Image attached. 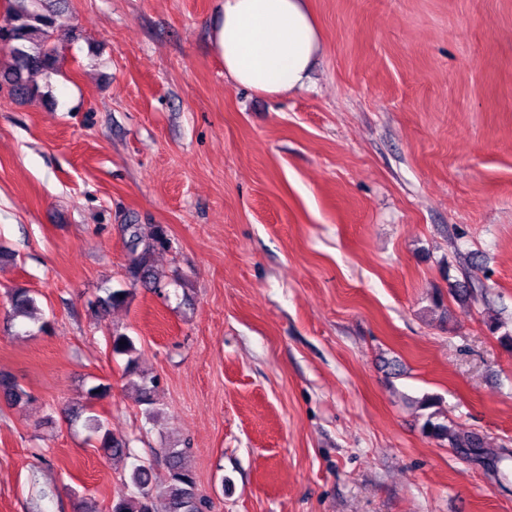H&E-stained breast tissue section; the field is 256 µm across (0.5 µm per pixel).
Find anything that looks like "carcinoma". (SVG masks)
Segmentation results:
<instances>
[{
  "label": "carcinoma",
  "mask_w": 512,
  "mask_h": 512,
  "mask_svg": "<svg viewBox=\"0 0 512 512\" xmlns=\"http://www.w3.org/2000/svg\"><path fill=\"white\" fill-rule=\"evenodd\" d=\"M57 0H10L8 9V60L0 65V87L6 85L10 92L24 96L40 93V88L25 80V75L57 72L60 63V34L56 28L54 9ZM130 261L128 272L142 276L150 282L157 280L151 264L156 248L163 242L159 228L129 225ZM10 305L17 316H27L37 306L35 297L26 289H16L10 294ZM111 351L128 355L135 350L133 339L123 333L109 336ZM126 374L138 400L152 404V392L156 378L134 366L128 359ZM0 397L9 405H20L31 400V395L9 376H0ZM419 408L429 410L424 417L423 432L448 444L456 453L467 458H477L493 468L504 460L491 448L484 447L481 439L473 434L459 432L448 425V416L436 409V401L426 397L418 401ZM89 436L100 439L101 446L110 456L122 458L130 454L127 443L119 441L104 430V424L96 416L85 419ZM161 452L168 465V478L163 483L153 479L151 465L142 463L130 474L131 493L112 502L110 512H156L155 503L164 505L163 512H209L210 500L202 495L191 466L186 462V451L163 448Z\"/></svg>",
  "instance_id": "cac0c4a2"
}]
</instances>
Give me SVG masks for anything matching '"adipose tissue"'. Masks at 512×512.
Instances as JSON below:
<instances>
[{"instance_id": "adipose-tissue-1", "label": "adipose tissue", "mask_w": 512, "mask_h": 512, "mask_svg": "<svg viewBox=\"0 0 512 512\" xmlns=\"http://www.w3.org/2000/svg\"><path fill=\"white\" fill-rule=\"evenodd\" d=\"M213 44L236 85L271 96L308 88L322 49L307 0H218Z\"/></svg>"}]
</instances>
